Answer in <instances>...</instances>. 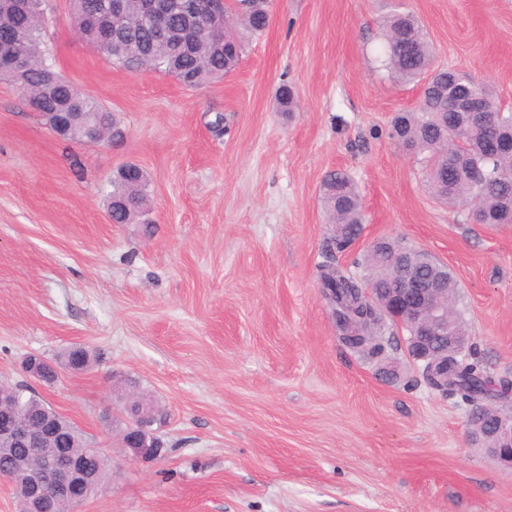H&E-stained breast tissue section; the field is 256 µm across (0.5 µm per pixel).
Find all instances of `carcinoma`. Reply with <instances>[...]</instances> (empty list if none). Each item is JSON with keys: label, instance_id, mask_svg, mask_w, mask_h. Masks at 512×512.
I'll return each mask as SVG.
<instances>
[{"label": "carcinoma", "instance_id": "cac0c4a2", "mask_svg": "<svg viewBox=\"0 0 512 512\" xmlns=\"http://www.w3.org/2000/svg\"><path fill=\"white\" fill-rule=\"evenodd\" d=\"M104 0H69L70 14L84 21ZM270 3L256 9H232L227 20V38L222 44L193 50V36L182 34L184 21L175 14L170 19L174 34L158 39L152 28L140 20V5L130 6L119 22L102 23L94 28L96 43L104 46L102 54L127 70L146 69L173 76L180 84L196 89L221 79L238 66L244 44L236 33L240 25L253 34L268 27ZM45 18L43 10L24 19L26 36L18 49L27 64V99L32 109L43 112H79L78 125L65 139L83 143L87 131L120 129L115 115L94 98L67 91L69 80L58 71L42 46ZM382 31V67L400 82L421 84L419 101L412 109L396 112L389 122L387 135L394 144L423 157L424 183L439 203L465 212L466 220L477 224H512V111L502 110L492 84L478 80L464 71L448 74L446 68L433 66V49L420 20L412 13L394 9L379 22ZM483 98L492 108L490 124L477 122L465 112L449 109L453 98L465 90ZM276 103L282 112L296 107L293 88L279 87ZM480 168L485 177L472 180L466 170ZM320 200L327 223L332 225L331 241L336 250H347L361 235L365 215L361 195L354 178L346 171L331 170L321 182ZM148 178L135 164L120 168L112 181V221L130 224L148 209ZM363 263L368 277L380 288H387L395 278V269L387 253L367 250ZM322 293L332 306L342 341L363 358L376 361L387 355L391 346L386 337L388 320L374 303L362 298L366 281L358 280L330 265L318 266ZM450 319L465 328L464 316L456 307L457 282L448 276ZM426 382L444 396L465 405H482L512 397V376H496L485 359L472 348L448 355V380L422 369ZM0 401L12 407L37 428L48 414L35 388L26 382L1 383ZM67 442L74 443L75 456L86 454L90 438L71 422L63 424ZM40 464L37 457L22 448L0 450V477Z\"/></svg>", "mask_w": 512, "mask_h": 512}]
</instances>
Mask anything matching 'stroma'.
<instances>
[{"label": "stroma", "instance_id": "obj_1", "mask_svg": "<svg viewBox=\"0 0 512 512\" xmlns=\"http://www.w3.org/2000/svg\"><path fill=\"white\" fill-rule=\"evenodd\" d=\"M434 63L494 84L512 110V0H400ZM61 73L115 113L118 145L54 135L0 81V381L28 354L96 357L39 395L109 460L79 512H512V468L475 441L466 406L431 388L395 330L396 379L343 347L316 266L326 172L356 179L367 222L335 261L381 238L424 249L459 285L468 343L512 374V224L435 201L420 156L387 136L419 85L381 68L385 0H274L237 68L199 89L112 64L78 40L68 0H45ZM299 108L277 112L281 84ZM223 115L226 132L209 126ZM149 176L152 234L114 224L117 170ZM166 414L164 455L133 461L117 380Z\"/></svg>", "mask_w": 512, "mask_h": 512}]
</instances>
